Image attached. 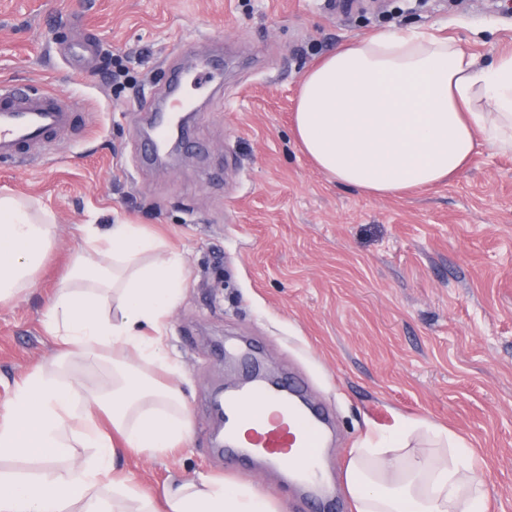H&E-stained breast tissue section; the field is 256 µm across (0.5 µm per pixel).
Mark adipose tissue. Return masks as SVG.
I'll return each instance as SVG.
<instances>
[{
  "instance_id": "1",
  "label": "adipose tissue",
  "mask_w": 512,
  "mask_h": 512,
  "mask_svg": "<svg viewBox=\"0 0 512 512\" xmlns=\"http://www.w3.org/2000/svg\"><path fill=\"white\" fill-rule=\"evenodd\" d=\"M295 135L330 178L371 197L454 178L480 146L512 152V55L480 65L414 27L344 44L301 83ZM49 213L0 195V302L35 287L51 248ZM76 254L44 324L58 344L53 369H34L0 401V458L42 462L39 473L0 472V512H276L250 486L202 475L141 491L119 468L124 453L153 457L194 434L166 348L185 284L181 255L140 224L82 225ZM111 362L109 386L88 388L70 361ZM350 452L344 481L353 512H479L486 490L473 452L442 427L434 448L388 468L405 431ZM95 454L72 462L74 448Z\"/></svg>"
}]
</instances>
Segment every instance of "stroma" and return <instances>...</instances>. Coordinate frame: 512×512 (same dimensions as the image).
Here are the masks:
<instances>
[{"label": "stroma", "mask_w": 512, "mask_h": 512, "mask_svg": "<svg viewBox=\"0 0 512 512\" xmlns=\"http://www.w3.org/2000/svg\"><path fill=\"white\" fill-rule=\"evenodd\" d=\"M399 26L454 40L478 63L512 55V0H0V79L71 95L75 130L40 160H0V192L50 211L57 233L35 288L0 303V399L51 366L43 326L84 242L79 225H145L181 252L186 289L169 319L174 381L193 412L189 445L125 455L142 490L201 474L313 512L278 470L216 449L214 395L246 374L249 346L275 377L308 382L333 438L322 472L344 493L349 451L401 420L472 448L485 512H512V154L480 147L452 182L370 197L319 171L294 134L305 73L348 42ZM82 30L93 69L71 74L58 41ZM223 52L224 87L187 84L190 144L144 165V97L169 79L176 41ZM132 76L112 83L115 63Z\"/></svg>", "instance_id": "stroma-1"}]
</instances>
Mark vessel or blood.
I'll return each mask as SVG.
<instances>
[{
	"label": "vessel or blood",
	"mask_w": 512,
	"mask_h": 512,
	"mask_svg": "<svg viewBox=\"0 0 512 512\" xmlns=\"http://www.w3.org/2000/svg\"><path fill=\"white\" fill-rule=\"evenodd\" d=\"M185 76L175 74L164 96L163 104L146 100L144 109L158 113L159 129H166L175 112L186 111L183 99ZM77 109L72 98L51 88L31 91L17 82L0 83V159L28 153L49 155L58 140L72 132ZM303 387L292 378L280 391L257 385L241 388L224 398L226 411L234 413L237 426L225 427L224 443L233 456H247L271 463L289 458L300 489L314 498H322L324 488L318 478L315 459L321 447L324 430L320 420L296 400ZM281 410V420L266 419L263 410L269 405Z\"/></svg>",
	"instance_id": "1"
}]
</instances>
